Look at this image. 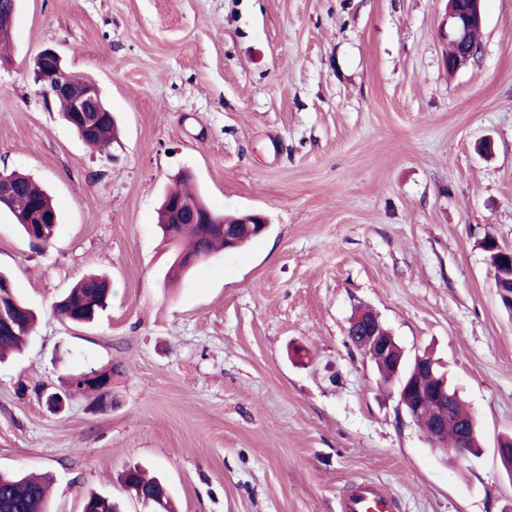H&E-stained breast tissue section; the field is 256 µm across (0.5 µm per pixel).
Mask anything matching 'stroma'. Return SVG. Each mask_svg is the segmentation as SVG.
<instances>
[{
    "label": "stroma",
    "instance_id": "1",
    "mask_svg": "<svg viewBox=\"0 0 512 512\" xmlns=\"http://www.w3.org/2000/svg\"><path fill=\"white\" fill-rule=\"evenodd\" d=\"M447 0H18L0 64V169L53 197L52 243L0 212V270L40 314L0 362V470L143 512L121 472L166 481L176 512H341L372 481L394 512H512V314L481 248H512V0H484L479 59L448 70ZM56 48L96 82L119 138L90 149L31 68ZM191 172L218 212L271 228L165 288L157 224ZM112 301L52 312L82 275ZM367 307L407 355L431 351L481 445L446 459L347 336ZM113 369L112 404L44 392ZM99 374L100 377H108L112 376V369H93L87 372H81L80 374H76L70 377L69 381L66 383V389L74 388V390L63 391L61 393L55 392L51 393L46 398V405L52 411H61L64 409L66 403L70 401L74 396H77V393L80 390V395L82 396V392L84 390H94L95 386L89 380H82L81 377L85 375H95Z\"/></svg>",
    "mask_w": 512,
    "mask_h": 512
}]
</instances>
